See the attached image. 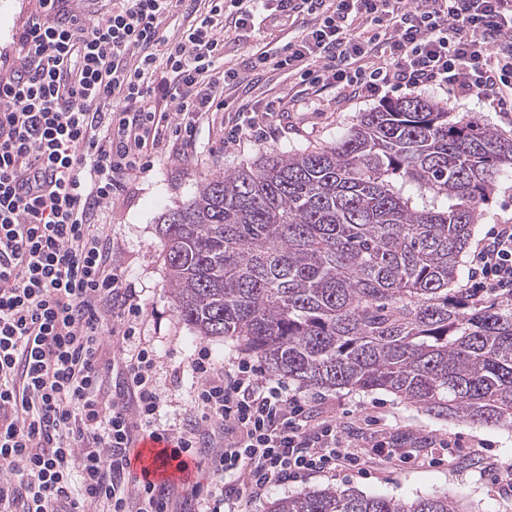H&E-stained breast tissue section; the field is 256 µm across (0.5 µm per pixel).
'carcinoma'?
I'll return each instance as SVG.
<instances>
[{
    "instance_id": "cac0c4a2",
    "label": "carcinoma",
    "mask_w": 512,
    "mask_h": 512,
    "mask_svg": "<svg viewBox=\"0 0 512 512\" xmlns=\"http://www.w3.org/2000/svg\"><path fill=\"white\" fill-rule=\"evenodd\" d=\"M512 139L420 95L325 146L207 177L161 216L175 309L302 386L383 389L444 419L512 423V300L454 287ZM268 512H463L344 489Z\"/></svg>"
}]
</instances>
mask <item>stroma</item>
Instances as JSON below:
<instances>
[{
	"label": "stroma",
	"mask_w": 512,
	"mask_h": 512,
	"mask_svg": "<svg viewBox=\"0 0 512 512\" xmlns=\"http://www.w3.org/2000/svg\"><path fill=\"white\" fill-rule=\"evenodd\" d=\"M37 6V0H0V76L8 75L16 64L17 43ZM223 39L224 62L232 66L247 52L283 49L288 34L270 27L245 42L230 32ZM426 95L447 106L452 115L475 118L512 135V112H497L477 99H456L439 89L427 90ZM334 97L329 90L314 102L293 107L276 137L266 142L228 145L221 123H202L190 158L162 153L152 170L129 175L124 191L106 204L103 215L112 226V265L136 289L143 307L141 341L157 354L159 427L177 428L194 410L199 381L190 363L196 348H208L220 370L244 357L233 342L195 335L179 317L159 233L161 215L187 203L204 178L237 170L269 152L293 153L335 141L362 113L381 104L376 97L342 103ZM482 210L471 238L475 244L492 225L512 217V176L499 181ZM288 389L305 397L309 419L335 417L354 445L371 447L378 431L408 437L409 442L382 463L373 459L360 470L342 469L271 486L260 499L245 505L244 512H267L274 499L323 488H354L406 501L445 495L461 500L467 512H512V493L504 489L512 471V424L446 420L384 390L302 389L294 382Z\"/></svg>",
	"instance_id": "stroma-1"
}]
</instances>
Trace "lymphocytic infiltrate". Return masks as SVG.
Segmentation results:
<instances>
[{"instance_id":"lymphocytic-infiltrate-1","label":"lymphocytic infiltrate","mask_w":512,"mask_h":512,"mask_svg":"<svg viewBox=\"0 0 512 512\" xmlns=\"http://www.w3.org/2000/svg\"><path fill=\"white\" fill-rule=\"evenodd\" d=\"M55 2L39 0L19 65L0 77V512H176L175 487L130 479L133 444L159 434L156 354L136 344L142 308L112 268L104 203L155 152L190 157L197 125L219 112L236 143L330 89L354 100L434 87L507 111L512 0H112L84 23ZM179 11L189 23L166 40ZM225 22L296 31L282 52L228 68ZM247 71L282 73L292 95L230 103ZM471 272L473 297L512 296L511 224L493 226ZM193 371L199 413L171 441L221 479L203 512L366 463L259 366L221 372L201 347Z\"/></svg>"}]
</instances>
